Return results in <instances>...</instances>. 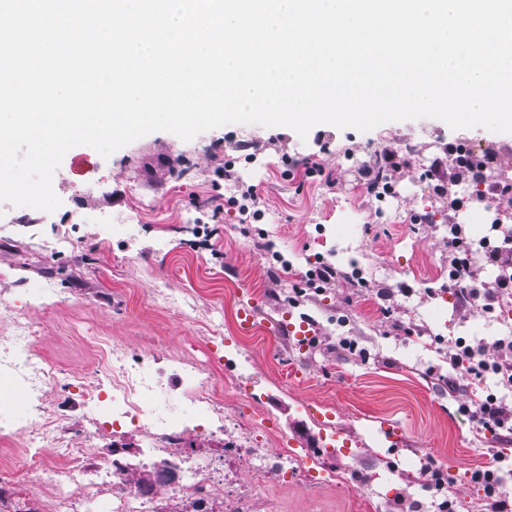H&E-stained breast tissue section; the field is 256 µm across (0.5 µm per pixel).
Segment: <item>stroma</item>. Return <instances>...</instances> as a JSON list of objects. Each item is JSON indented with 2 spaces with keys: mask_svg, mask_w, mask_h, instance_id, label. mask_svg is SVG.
<instances>
[{
  "mask_svg": "<svg viewBox=\"0 0 512 512\" xmlns=\"http://www.w3.org/2000/svg\"><path fill=\"white\" fill-rule=\"evenodd\" d=\"M464 140L491 154L497 180L512 184V134L454 130L429 117L367 132L320 124L304 139L286 127L238 123L187 142L154 132L106 159L84 147L89 172L65 160L54 174L56 211L0 203V332L34 326L56 367L44 403L61 430L103 418L78 381L111 378L91 341L114 340L162 365L192 356L219 372L245 371L244 386L224 391L229 435L284 437L343 472L380 512H434L422 474L431 460L448 471L456 512H484L473 475L498 464L512 498V435L485 430L463 408L489 396L512 405V387L492 374L472 380L450 362L448 345L490 346L512 324L449 292V225H463L472 241L480 284L498 275L481 243L501 244L506 231L452 204L477 187L448 166L449 146ZM400 149L408 162L393 174L398 197L371 193L352 161ZM311 163L323 175H308ZM249 188L260 216L233 203ZM137 199L150 209L131 232ZM395 210L404 223H389ZM321 255L344 279L308 282ZM45 288L57 293L50 311L28 303ZM169 289L186 293L187 313L161 301ZM245 309L254 313L249 330ZM219 313L223 337L213 340L209 324ZM303 320L315 328L305 346L287 330ZM387 425L399 429L402 446L380 440ZM260 496L272 512H351L327 481L303 488L285 476Z\"/></svg>",
  "mask_w": 512,
  "mask_h": 512,
  "instance_id": "35a3bbf8",
  "label": "stroma"
}]
</instances>
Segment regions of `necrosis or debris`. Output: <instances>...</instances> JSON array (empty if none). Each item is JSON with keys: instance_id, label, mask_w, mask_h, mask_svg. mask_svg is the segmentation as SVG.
I'll return each mask as SVG.
<instances>
[{"instance_id": "necrosis-or-debris-1", "label": "necrosis or debris", "mask_w": 512, "mask_h": 512, "mask_svg": "<svg viewBox=\"0 0 512 512\" xmlns=\"http://www.w3.org/2000/svg\"><path fill=\"white\" fill-rule=\"evenodd\" d=\"M55 376L30 326L0 336V383L31 403L24 417L0 408V512H163L167 505L174 512H214L220 492L228 496L227 512H266L255 485L285 472L301 486L314 479L309 457L266 433L238 437L220 462L207 449L188 447L190 437L225 427L223 386L195 360L157 367L113 347L112 419L146 435L134 460L119 448L94 447L98 423L76 433L58 429L43 405ZM169 379L190 397L192 417L171 415ZM161 463L174 466L181 481L152 479Z\"/></svg>"}]
</instances>
